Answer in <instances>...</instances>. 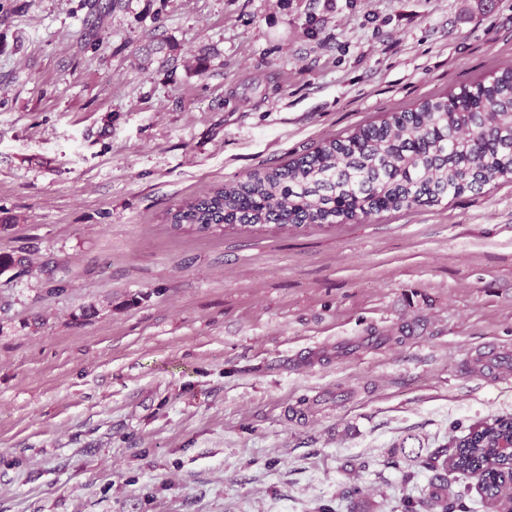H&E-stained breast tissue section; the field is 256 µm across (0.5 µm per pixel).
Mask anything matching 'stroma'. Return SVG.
Wrapping results in <instances>:
<instances>
[{
  "label": "stroma",
  "instance_id": "obj_1",
  "mask_svg": "<svg viewBox=\"0 0 512 512\" xmlns=\"http://www.w3.org/2000/svg\"><path fill=\"white\" fill-rule=\"evenodd\" d=\"M512 65V0H0V512H401L512 414V182L323 227L183 201ZM399 468H392V461ZM476 355L481 359H488L489 362L487 364L489 372L493 375H500L501 371L508 368L512 364V358L507 355H499V349L494 346H483L478 348L476 351Z\"/></svg>",
  "mask_w": 512,
  "mask_h": 512
}]
</instances>
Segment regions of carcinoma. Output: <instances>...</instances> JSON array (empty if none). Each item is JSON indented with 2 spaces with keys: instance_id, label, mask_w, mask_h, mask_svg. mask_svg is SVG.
Returning <instances> with one entry per match:
<instances>
[{
  "instance_id": "cac0c4a2",
  "label": "carcinoma",
  "mask_w": 512,
  "mask_h": 512,
  "mask_svg": "<svg viewBox=\"0 0 512 512\" xmlns=\"http://www.w3.org/2000/svg\"><path fill=\"white\" fill-rule=\"evenodd\" d=\"M499 180L512 182L511 65L184 202L170 221L199 234L226 224L322 226L437 205ZM510 442L511 414L453 427L420 462L432 476L421 496L403 500L404 512H477L450 473L474 482L485 512H512V456L502 448ZM348 497L352 512H372L365 488L352 485Z\"/></svg>"
}]
</instances>
